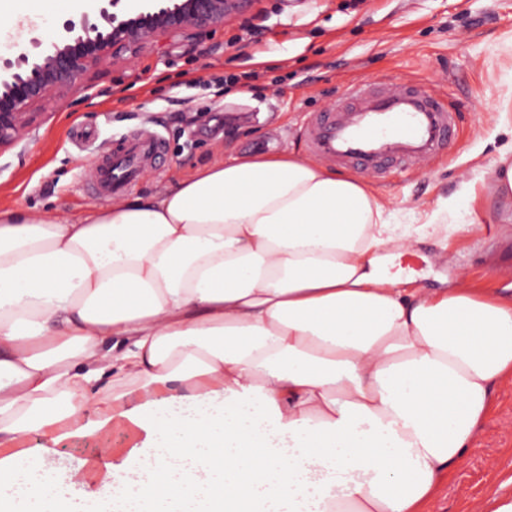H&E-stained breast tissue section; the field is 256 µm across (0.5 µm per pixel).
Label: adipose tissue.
<instances>
[{
    "instance_id": "adipose-tissue-1",
    "label": "adipose tissue",
    "mask_w": 512,
    "mask_h": 512,
    "mask_svg": "<svg viewBox=\"0 0 512 512\" xmlns=\"http://www.w3.org/2000/svg\"><path fill=\"white\" fill-rule=\"evenodd\" d=\"M45 2L0 0V47ZM435 228L285 151L0 211V512H427L512 382V295L390 273ZM115 425L139 442L52 466Z\"/></svg>"
}]
</instances>
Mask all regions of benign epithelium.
<instances>
[{
    "label": "benign epithelium",
    "mask_w": 512,
    "mask_h": 512,
    "mask_svg": "<svg viewBox=\"0 0 512 512\" xmlns=\"http://www.w3.org/2000/svg\"><path fill=\"white\" fill-rule=\"evenodd\" d=\"M100 23L69 22L47 41L32 39L36 54L20 50L0 54V150L22 140L38 113L30 107L54 92L64 98L100 61L136 55L147 43L174 31L206 32L224 18L244 11L252 0H147L143 9L119 8L123 0H105Z\"/></svg>",
    "instance_id": "7a95c632"
}]
</instances>
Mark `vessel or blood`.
Instances as JSON below:
<instances>
[{"label": "vessel or blood", "mask_w": 512, "mask_h": 512, "mask_svg": "<svg viewBox=\"0 0 512 512\" xmlns=\"http://www.w3.org/2000/svg\"><path fill=\"white\" fill-rule=\"evenodd\" d=\"M459 111L428 82H403L375 90L348 83L334 105L310 113L303 134L315 156L350 163L384 177L420 167L455 135ZM157 137L123 145L118 162L134 169L161 153Z\"/></svg>", "instance_id": "obj_1"}]
</instances>
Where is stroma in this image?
<instances>
[{"label": "stroma", "mask_w": 512, "mask_h": 512, "mask_svg": "<svg viewBox=\"0 0 512 512\" xmlns=\"http://www.w3.org/2000/svg\"><path fill=\"white\" fill-rule=\"evenodd\" d=\"M251 32H242L243 21ZM230 74L237 83H227ZM430 79L462 118L454 143L406 176L369 178L393 213L414 228L437 218L441 233L395 258L409 287L440 292L466 280L492 292L512 286V194L492 166L512 149V0H253L204 35L183 31L147 45L134 62L107 59L66 98L48 95L26 139L0 151V209L77 215L109 203L94 189L95 164L146 132L163 152L126 194L175 185L227 154L309 156L299 128L352 81ZM478 232L445 235V226ZM135 431L68 438L53 459L66 471L102 448L121 452ZM512 474V384L496 391L464 463L444 480L431 512H483L494 477Z\"/></svg>", "instance_id": "35a3bbf8"}]
</instances>
